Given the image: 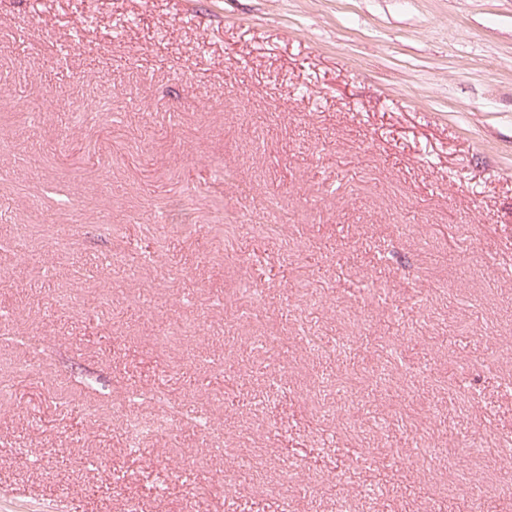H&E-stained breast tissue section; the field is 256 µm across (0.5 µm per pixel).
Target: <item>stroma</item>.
<instances>
[{"label": "stroma", "instance_id": "1", "mask_svg": "<svg viewBox=\"0 0 512 512\" xmlns=\"http://www.w3.org/2000/svg\"><path fill=\"white\" fill-rule=\"evenodd\" d=\"M511 446L512 0H0V512H500Z\"/></svg>", "mask_w": 512, "mask_h": 512}]
</instances>
